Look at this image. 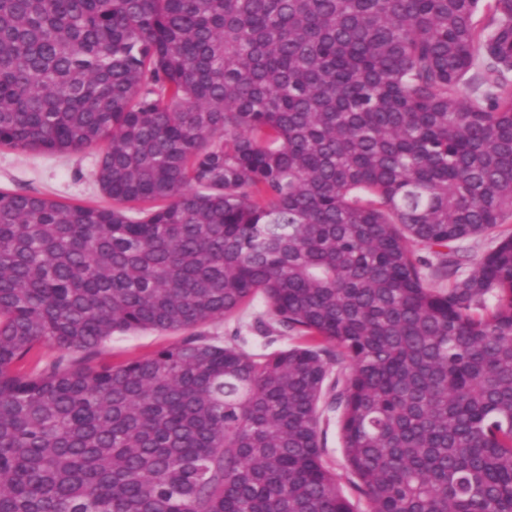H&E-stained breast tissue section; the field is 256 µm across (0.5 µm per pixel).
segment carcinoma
Returning a JSON list of instances; mask_svg holds the SVG:
<instances>
[{"label": "carcinoma", "instance_id": "obj_1", "mask_svg": "<svg viewBox=\"0 0 512 512\" xmlns=\"http://www.w3.org/2000/svg\"><path fill=\"white\" fill-rule=\"evenodd\" d=\"M1 146L0 512H512V0H0ZM98 158L97 148L50 155L0 147V190L92 207L112 206L96 180ZM267 308L259 301H254L248 312L241 317H230L216 320L200 329L207 336L217 337L222 343L233 342L234 334L240 330L241 339L245 343L239 344L248 352L262 353L287 349L293 345L294 340L289 336H278L276 334L264 336L252 328L254 317L261 315L265 321H270ZM182 333H159L142 331L115 335L94 358L97 364L121 363L142 358L154 351L173 345L182 338ZM323 419H327V423L322 424V427L326 430V459L336 473L343 493L360 509V512H366L368 507L367 502L364 498L359 496L358 492L353 487L352 482L356 479L351 475L346 466L340 440L338 413L334 410L326 409L323 413Z\"/></svg>", "mask_w": 512, "mask_h": 512}]
</instances>
